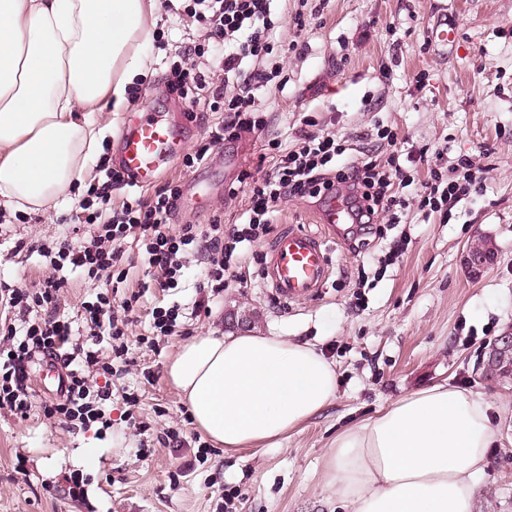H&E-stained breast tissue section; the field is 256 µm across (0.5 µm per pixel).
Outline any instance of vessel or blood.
<instances>
[{"mask_svg":"<svg viewBox=\"0 0 512 512\" xmlns=\"http://www.w3.org/2000/svg\"><path fill=\"white\" fill-rule=\"evenodd\" d=\"M186 121L155 114L139 117L123 133L118 166L139 185L153 182L164 166L181 153L188 140ZM321 220L330 235L342 233L350 220L344 205L329 202ZM323 242L300 230H286L275 239L270 251L266 280L284 303L314 296L329 275Z\"/></svg>","mask_w":512,"mask_h":512,"instance_id":"1","label":"vessel or blood"}]
</instances>
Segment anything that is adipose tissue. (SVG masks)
Returning <instances> with one entry per match:
<instances>
[{
    "instance_id": "1",
    "label": "adipose tissue",
    "mask_w": 512,
    "mask_h": 512,
    "mask_svg": "<svg viewBox=\"0 0 512 512\" xmlns=\"http://www.w3.org/2000/svg\"><path fill=\"white\" fill-rule=\"evenodd\" d=\"M156 0H0V209L57 210L95 163L127 87L149 69L141 45ZM166 375L195 427L225 451L283 438L336 395L312 344L274 333L180 341ZM477 392L436 384L337 435L325 482L346 512H473L492 443Z\"/></svg>"
}]
</instances>
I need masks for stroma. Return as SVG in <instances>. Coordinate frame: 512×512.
<instances>
[{"label": "stroma", "instance_id": "35a3bbf8", "mask_svg": "<svg viewBox=\"0 0 512 512\" xmlns=\"http://www.w3.org/2000/svg\"><path fill=\"white\" fill-rule=\"evenodd\" d=\"M318 0H277V37L297 42L286 59L288 81L260 90L264 133H246L214 151L210 161L186 171L173 161L161 180L183 189L203 186L204 204L180 208L179 224L209 223L223 208L225 223L248 205L239 195L224 204V189L239 171H256L266 138L292 146L304 119L339 135L391 128L409 148L426 150L429 165L453 176L460 160L482 171L471 193L445 214L410 207L401 223L377 222L368 245L354 249L347 238L326 239L330 275L314 297L280 304L265 287L271 237L254 248L242 268L244 283H231L206 313L188 316L190 334L231 332L241 314L252 313L251 331L276 333L316 345L336 366V396L320 415L275 444L235 453L212 446L196 460L199 432L166 377L178 343L170 336L158 350L134 348L138 367L115 380L105 410L112 427L73 433L33 409L23 422L0 415V512H343L325 486L323 460L337 434L375 416L401 397L437 383L481 393L490 410L493 444L480 478L474 512H512V379L482 377L477 364L500 336L512 330V0H327L321 18L309 14ZM309 20L297 27L295 16ZM448 20L453 37L435 41L430 31ZM149 86L122 113L120 125L146 112L170 116L175 100L164 86V50L145 42ZM425 75L416 84V75ZM239 158L224 167L225 155ZM429 165L414 166L407 195L429 178ZM76 198L67 195L52 217L29 216L0 236V279L32 283L41 272L38 255L15 254L17 240L65 238ZM324 206L316 198L283 203L273 231L284 225L322 234ZM403 254L380 268L378 260L396 240ZM491 240L493 265L469 275L461 255L470 244ZM181 288L149 290L133 334H147L151 311L179 303L191 307L201 278L197 255H189ZM151 368L145 380L142 368ZM138 397L127 408L123 392ZM134 412L155 430H180L179 448L155 446L152 455L125 417ZM83 476L85 500L63 497L66 480Z\"/></svg>", "mask_w": 512, "mask_h": 512}]
</instances>
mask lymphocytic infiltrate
<instances>
[{
	"instance_id": "1",
	"label": "lymphocytic infiltrate",
	"mask_w": 512,
	"mask_h": 512,
	"mask_svg": "<svg viewBox=\"0 0 512 512\" xmlns=\"http://www.w3.org/2000/svg\"><path fill=\"white\" fill-rule=\"evenodd\" d=\"M273 0H165V10L175 17L189 16L200 26L198 39L179 47L166 77L168 93L189 107L206 103L208 111L222 113L221 122L182 164L192 169L207 161L224 142L243 133L262 130L265 121L256 106V93L284 74L285 45L276 43L278 17ZM277 159L271 172L252 176L241 172L237 183L224 191L237 199L247 192L248 207L235 224L215 212L209 224L172 225L180 207L182 189L169 180L149 196L114 204L112 189L126 186L127 178L112 165L109 153L100 154L96 166L103 182L89 184L78 198L73 223L84 226L74 240H45L36 244L17 241L15 252L38 253L44 271L32 287L0 283V413L27 420L34 406L58 419L70 431L94 426L109 429L103 409L112 396L114 378L127 374L136 361L127 337L136 321L139 294H127L122 266L125 246L135 243L147 266L149 287L178 288L186 270V257L204 259L195 311L207 309L231 281L244 254L267 236L279 206L292 198L328 196L349 192L352 221L371 233L378 216L397 223L399 211L418 206L438 210L453 208L467 195L478 176L462 164L457 178L447 180L431 171L416 199L400 195L409 180L399 152L385 162L361 157L347 162V139L330 132L300 130L294 149L285 150L272 139L266 144ZM93 284L76 319L61 317L59 306L69 275ZM59 367L54 398L36 402L31 382L36 365Z\"/></svg>"
}]
</instances>
